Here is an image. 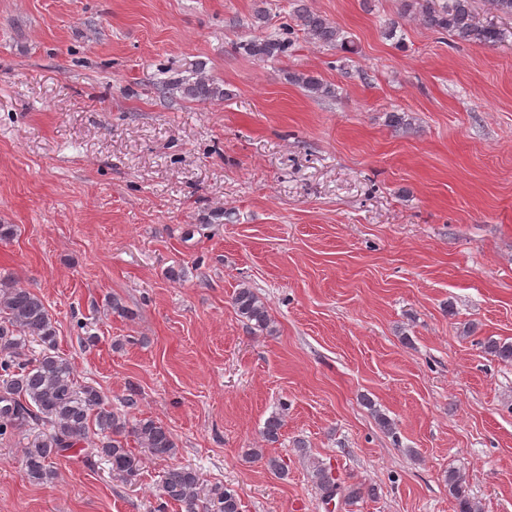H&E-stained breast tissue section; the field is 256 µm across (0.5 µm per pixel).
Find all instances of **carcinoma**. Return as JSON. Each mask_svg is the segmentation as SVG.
I'll list each match as a JSON object with an SVG mask.
<instances>
[{"label":"carcinoma","mask_w":512,"mask_h":512,"mask_svg":"<svg viewBox=\"0 0 512 512\" xmlns=\"http://www.w3.org/2000/svg\"><path fill=\"white\" fill-rule=\"evenodd\" d=\"M402 16L428 29L449 33L462 43L486 45L501 37L495 25L480 22L474 0H404ZM293 18L313 42L353 52V42L338 25L300 0ZM290 46V38L281 33L255 36L241 44L247 54L260 60L286 56ZM192 72V78L162 83L160 91L176 89L192 101L224 98L226 92L219 83L202 75L197 66ZM292 80L317 97L335 94L334 88L317 75L295 74ZM233 305L237 315L253 327H268L269 311L253 289L239 288ZM32 342L41 346V351L29 359L26 349ZM56 343V327L43 299L11 277L0 275V438L25 427L40 429L22 453V467L30 481L50 479L52 460L85 443L92 428L99 440L95 447L86 449L85 458H102L117 479L136 476L142 464V458L127 446L130 436L153 457L170 459L176 455L177 444L167 426L151 418L131 424L106 406L97 388L78 384L70 361L55 352ZM483 347L497 360L512 363L511 342L489 338ZM314 478L328 501L337 495L346 502L362 497L360 486L344 484L330 466H317ZM445 481L457 512H481L469 494L464 474L450 470ZM159 496L182 504L186 512H242L236 491L220 483L205 491L199 473L184 466L167 470Z\"/></svg>","instance_id":"cac0c4a2"}]
</instances>
